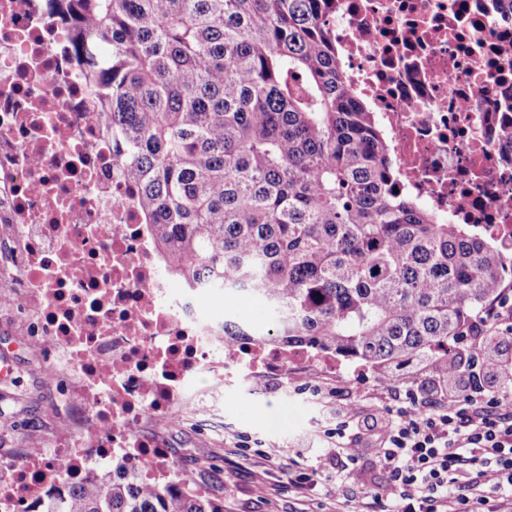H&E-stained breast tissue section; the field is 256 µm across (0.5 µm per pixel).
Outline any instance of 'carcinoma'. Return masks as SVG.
<instances>
[{
  "mask_svg": "<svg viewBox=\"0 0 512 512\" xmlns=\"http://www.w3.org/2000/svg\"><path fill=\"white\" fill-rule=\"evenodd\" d=\"M173 273L261 298L273 334L390 371L446 355L504 287L493 239L394 193L377 113L337 61L335 0H54ZM42 512H224L118 465Z\"/></svg>",
  "mask_w": 512,
  "mask_h": 512,
  "instance_id": "obj_1",
  "label": "carcinoma"
}]
</instances>
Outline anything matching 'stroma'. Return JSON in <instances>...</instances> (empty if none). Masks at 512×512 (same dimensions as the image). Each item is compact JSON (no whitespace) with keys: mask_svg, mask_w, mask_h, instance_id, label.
<instances>
[{"mask_svg":"<svg viewBox=\"0 0 512 512\" xmlns=\"http://www.w3.org/2000/svg\"><path fill=\"white\" fill-rule=\"evenodd\" d=\"M205 309L234 312L239 321L264 330L272 312L257 298L228 304L223 297L204 301ZM26 313L15 307L0 313V360L12 372L0 379V459L11 458L32 443L51 446L67 430L56 414L68 387L65 376L51 374L24 334ZM374 370L357 362L337 361L314 375H277L255 385L225 382L221 417L192 403L162 426L173 455L184 470L197 473L211 496L223 499L226 512H323V494L303 495L288 487L289 475L333 470V460L317 457L323 433L322 397L344 389L364 412L381 408Z\"/></svg>","mask_w":512,"mask_h":512,"instance_id":"stroma-1","label":"stroma"}]
</instances>
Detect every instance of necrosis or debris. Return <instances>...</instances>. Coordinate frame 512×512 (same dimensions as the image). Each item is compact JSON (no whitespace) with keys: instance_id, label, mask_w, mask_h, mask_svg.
<instances>
[{"instance_id":"4bbe7bcc","label":"necrosis or debris","mask_w":512,"mask_h":512,"mask_svg":"<svg viewBox=\"0 0 512 512\" xmlns=\"http://www.w3.org/2000/svg\"><path fill=\"white\" fill-rule=\"evenodd\" d=\"M50 0H0V300L25 291L30 334L72 379L81 416L55 447L0 461V512H40L61 482L126 462L199 490L159 432L209 398L202 379L258 382L318 365L300 345L224 340L204 287L171 276L99 119L74 31ZM339 62L379 113L400 187L453 224L489 226L512 266V0H336Z\"/></svg>"}]
</instances>
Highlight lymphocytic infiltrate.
Here are the masks:
<instances>
[{
    "instance_id": "f902f5d3",
    "label": "lymphocytic infiltrate",
    "mask_w": 512,
    "mask_h": 512,
    "mask_svg": "<svg viewBox=\"0 0 512 512\" xmlns=\"http://www.w3.org/2000/svg\"><path fill=\"white\" fill-rule=\"evenodd\" d=\"M502 328L512 329V294L505 290L456 341L460 373L432 361L428 379L402 387L379 373L390 401L371 416L337 397L336 440L320 451L337 470L299 474L293 487L304 492L321 483L331 497L352 498L350 474L371 451L387 484L365 491L367 512H493L490 500L512 502V340L501 342L498 354L484 353Z\"/></svg>"
}]
</instances>
